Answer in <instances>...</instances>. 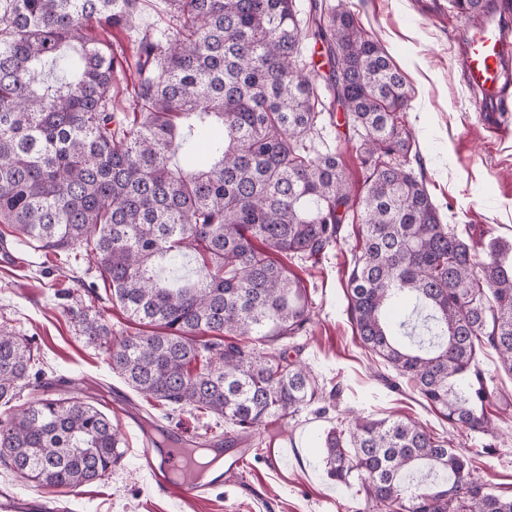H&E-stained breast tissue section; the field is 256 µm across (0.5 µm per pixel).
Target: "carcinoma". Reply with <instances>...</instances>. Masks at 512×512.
<instances>
[{"label":"carcinoma","instance_id":"obj_1","mask_svg":"<svg viewBox=\"0 0 512 512\" xmlns=\"http://www.w3.org/2000/svg\"><path fill=\"white\" fill-rule=\"evenodd\" d=\"M474 17L491 4L448 0ZM144 0H0V223L34 251L94 259L112 302L159 334L77 315L112 372L172 409L249 438L324 401L281 343L307 332L313 300L275 255L318 263L345 224L360 251L346 281L360 344L454 427L486 433L494 397L478 352L512 374V260L478 261L415 173L411 93L386 47L344 3L159 0L167 28L140 30ZM118 30L129 47L85 31ZM321 44L328 70L302 55ZM134 62L139 119H117ZM344 112V138L323 131ZM210 167L178 164L192 141ZM356 148L365 194L349 187ZM194 254L195 277L179 275ZM37 358L0 329V401ZM109 416L79 397H41L0 419V464L43 487L112 475L123 452ZM325 468L355 479L368 512H512L469 457L421 423L358 416L324 436ZM425 469L410 482L415 469Z\"/></svg>","mask_w":512,"mask_h":512}]
</instances>
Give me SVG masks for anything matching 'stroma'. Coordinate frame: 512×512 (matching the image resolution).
Segmentation results:
<instances>
[{
	"mask_svg": "<svg viewBox=\"0 0 512 512\" xmlns=\"http://www.w3.org/2000/svg\"><path fill=\"white\" fill-rule=\"evenodd\" d=\"M428 0H348L359 20L387 47L412 89L408 113L418 141L427 189L444 217L485 257L491 238L512 242V130L492 132L470 112L473 98L461 72L457 43L464 16L440 5L429 13ZM0 237L14 260L0 264V326L28 338L37 351L38 369L51 381V396L99 398L122 439L123 456L102 483L76 488H43L67 502L69 512H361L364 491L358 483L330 479L318 438L351 414L408 417L438 436L453 439L473 457L475 476L489 490L512 495V408L490 405L494 436L467 433L412 391L392 388L395 372L380 358L356 346L342 282L346 263L360 247L355 225H344L341 239L322 262L289 260L315 302L306 335L297 337L300 360L325 388L339 387L336 407L318 414L308 407L295 416L267 423L252 438L250 454L222 488L201 500L177 503L154 493L140 467L145 439L137 421L186 436L223 437L224 427L190 410L167 407L133 391L109 366L103 349L87 342L72 313L86 308L112 328L135 332L122 309L112 304L107 286L88 261L65 264L50 253L15 245L10 226Z\"/></svg>",
	"mask_w": 512,
	"mask_h": 512,
	"instance_id": "obj_1",
	"label": "stroma"
}]
</instances>
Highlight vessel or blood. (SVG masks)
<instances>
[{"instance_id": "b4317fda", "label": "vessel or blood", "mask_w": 512, "mask_h": 512, "mask_svg": "<svg viewBox=\"0 0 512 512\" xmlns=\"http://www.w3.org/2000/svg\"><path fill=\"white\" fill-rule=\"evenodd\" d=\"M463 39L466 79L479 91L472 102L473 111L490 123L498 118L508 119L512 116V107L507 104L508 96L512 95V32L480 17L465 26ZM142 469L154 486L162 484L163 471L181 475L182 482L170 490V498L184 502L205 495V487L194 473L187 449L166 448L158 456L152 449H145ZM64 509L61 501L44 496L0 494V512H64Z\"/></svg>"}]
</instances>
